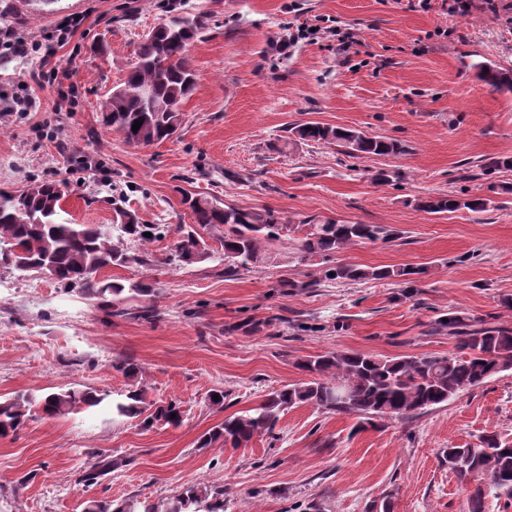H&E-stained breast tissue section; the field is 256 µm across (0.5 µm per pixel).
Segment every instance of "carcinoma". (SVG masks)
I'll return each instance as SVG.
<instances>
[{
  "mask_svg": "<svg viewBox=\"0 0 512 512\" xmlns=\"http://www.w3.org/2000/svg\"><path fill=\"white\" fill-rule=\"evenodd\" d=\"M205 30L200 15L178 13L160 23L153 34H146L137 45L135 61L116 91L100 105L103 124L130 146H148L173 136L183 123L182 104L196 87V73L188 55L192 43ZM478 78L495 91L512 92V68L476 63ZM150 90L154 106L147 105L143 91ZM142 121L132 130L135 121ZM297 140L334 144L352 158L396 155L404 147L396 140L371 137L358 129L307 122L289 129ZM63 181H33L13 190L0 189V261L3 268L27 273L37 264L50 262L56 281L64 286L80 285L98 297L111 296L127 301L150 296L154 288L143 281L128 285L98 274L112 267L143 263V256L129 251L124 243L141 245L159 241L170 233L167 224H141L136 214L119 207V234L113 236L101 225L69 224L60 219L65 196ZM183 204L190 211L192 224L174 243L173 259L190 265L216 259L228 269H248L271 260L273 248L284 243L290 225L274 209L244 208L214 198L188 193ZM416 207L428 213H454L467 209L484 212L483 198L459 199L442 195L419 199ZM304 237L298 253L303 261L320 266L324 278L339 283L380 281L411 288L423 269L412 265L364 267L343 263L337 254L358 243L389 242L398 234L378 224L335 220L303 221ZM151 236L145 237L143 233ZM217 241L215 249L207 239ZM437 324L457 339L456 351L447 355H409L378 357L356 351L330 350L310 356L298 367L309 373L307 380L271 391L257 406L241 415L233 414L205 433L199 447L219 445L245 448L251 440L274 433L281 413L301 404L327 411L353 413L370 423L375 418L408 419L421 411L446 403L457 394L484 384L512 367V328L482 318L450 312ZM349 396L340 405L332 396L336 384ZM105 395L93 389H61L42 396L23 393L0 400V434L21 429L34 413L62 417L100 406ZM117 415L140 420L148 429L164 422H182V406L176 400L155 405L140 389L130 390L125 398L111 404ZM176 417H171V414ZM123 460L98 456L80 475L87 487L121 466ZM451 469L459 478L485 475L490 485L512 502V441L487 433L470 448L456 450ZM86 512H225L224 488L191 486L166 503L91 499Z\"/></svg>",
  "mask_w": 512,
  "mask_h": 512,
  "instance_id": "obj_1",
  "label": "carcinoma"
}]
</instances>
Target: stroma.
<instances>
[{
    "mask_svg": "<svg viewBox=\"0 0 512 512\" xmlns=\"http://www.w3.org/2000/svg\"><path fill=\"white\" fill-rule=\"evenodd\" d=\"M177 5L205 21L189 50L198 79L183 125L178 138L127 145L103 125L99 105L140 38ZM73 17L82 23L65 45L0 56V90L38 103L0 112V188L65 181L62 219L109 226L112 200L96 187L118 184L140 223L172 231L142 246L146 264L104 271L154 287L147 300L126 301L123 317L81 287L0 270V400L62 387L120 399L140 388L150 402L180 400L184 420L146 430L100 407L30 420L0 437V512H83L92 498L156 503L192 485L223 486L226 512H369L385 494L393 512H468L479 487L484 512H512L485 476L448 471L449 449L492 432L512 440V370L405 421L360 431L356 415L303 404L248 447L197 446L224 417L304 381L306 357L449 354L456 341L435 322L450 310L512 327L502 304L512 297V169L474 174L481 160L512 157V94L469 67L512 65V25L485 4L449 14L448 0L426 10L410 0H0V28L30 44ZM309 27L315 36L276 51L278 39ZM305 122L389 137L405 151L354 160L333 145L289 141V128ZM82 155L92 169L80 167ZM376 170L389 182H372ZM186 192L272 208L292 225L318 216L396 229L395 241L350 246L342 259L425 273L413 288L323 281L293 236L277 261L249 270L166 264L176 227L190 221ZM437 194L490 205L416 208ZM143 304L151 320L132 318ZM216 389L220 408L209 402ZM92 452L126 464L88 488L78 477Z\"/></svg>",
    "mask_w": 512,
    "mask_h": 512,
    "instance_id": "stroma-1",
    "label": "stroma"
}]
</instances>
